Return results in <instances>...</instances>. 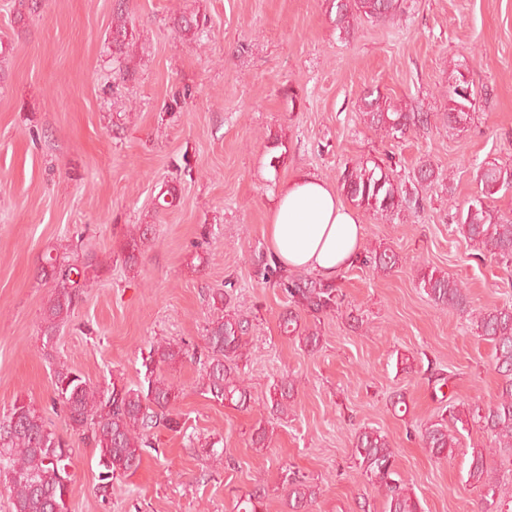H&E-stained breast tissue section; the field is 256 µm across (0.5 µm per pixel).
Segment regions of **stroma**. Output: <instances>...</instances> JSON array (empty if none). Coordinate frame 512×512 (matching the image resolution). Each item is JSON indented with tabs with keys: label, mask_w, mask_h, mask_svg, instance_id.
Returning a JSON list of instances; mask_svg holds the SVG:
<instances>
[{
	"label": "stroma",
	"mask_w": 512,
	"mask_h": 512,
	"mask_svg": "<svg viewBox=\"0 0 512 512\" xmlns=\"http://www.w3.org/2000/svg\"><path fill=\"white\" fill-rule=\"evenodd\" d=\"M329 0H0V417L30 401L73 454L69 512H236L261 488L266 512H288L287 474L317 486L311 512H384L352 456L361 427L386 434L423 512H478L467 479L472 431L452 457L432 458L421 430L443 412L428 387L448 373L447 398L493 401L500 380L492 347L467 317L434 306L418 285L427 266L461 280L474 308L512 304V272L458 229L460 204L483 199L512 219V187L482 198L479 168L512 165V0H400L394 19L337 30ZM122 10L132 39L112 45ZM196 18L181 34L179 17ZM476 103L466 126L440 118L453 70ZM376 89L431 125L390 139L368 128L361 99ZM376 161L419 207L381 217L358 210L364 245L392 248L381 273L354 261L335 283L341 304L321 316L310 353L280 323L288 301L264 284L252 259L267 251L266 224L281 188L301 173L337 183L345 165ZM431 164L442 180L416 189ZM148 224L135 265L126 233ZM93 252L108 272L85 289L53 343L42 312L53 285L38 276L45 255L75 261ZM224 290L250 323L238 363L249 408L212 399L200 366L164 376L181 391V432L159 430L140 467L96 492L98 454L52 401L66 363L96 387L143 382L151 346L203 352ZM295 381L287 415L266 396ZM404 395L406 412L391 401ZM269 448L250 445L258 422ZM222 451L207 460L203 446Z\"/></svg>",
	"instance_id": "35a3bbf8"
}]
</instances>
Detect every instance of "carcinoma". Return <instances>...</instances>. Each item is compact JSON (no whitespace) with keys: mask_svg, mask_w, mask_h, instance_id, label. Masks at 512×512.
Here are the masks:
<instances>
[{"mask_svg":"<svg viewBox=\"0 0 512 512\" xmlns=\"http://www.w3.org/2000/svg\"><path fill=\"white\" fill-rule=\"evenodd\" d=\"M329 8L335 12L336 28L347 34L354 21L362 17L372 22L391 19L399 0H330ZM127 36L126 19L119 13L112 22V42L119 47ZM469 88L466 74L455 70L448 83V111L442 113L443 122L450 126L469 122L474 100ZM362 114L369 128L392 139H401L430 124L429 113L411 112L379 91L364 97ZM437 179L434 168L427 163L414 173V181L422 188L432 186ZM477 179L484 195L492 196L500 188L512 186V167L489 164L478 170ZM339 187L354 206L381 216L394 213L409 201L403 186L377 163L370 167L359 162L346 167L339 177ZM459 210L463 236L512 267V223L497 221L479 199ZM147 235L148 228L134 227L125 263L136 262L135 251ZM398 261V255L387 247L365 252V262L376 271L389 272ZM45 262L48 266L40 268L41 277L54 284L43 311L42 335L48 344L69 321L80 299L82 284L71 275L90 283L105 265L95 255L86 256L78 266L63 264L49 254ZM257 273L288 298L283 332L298 339L304 349L316 350L321 343L320 330L303 322L302 314L317 320L335 311L339 298L336 284L307 276L289 277L276 261L264 256L257 260ZM418 284L435 306L471 317L479 336L491 343L494 369L501 377L496 399L484 408L464 401L448 403V415L424 427L423 447L435 459H446L459 447L461 432L476 428L490 436L497 448L512 451V305L476 311L460 282L442 271L420 270ZM212 306L220 315L206 328V354L198 356L170 342L153 345L143 362L144 382L139 385L119 386L114 382L97 388L64 363L55 369L53 402L61 405L72 429L99 454L103 471L97 490L105 492L112 478L135 472L143 450L152 447L151 436L157 430H182L181 416L175 408L180 390L161 374L162 367L172 368L188 358L198 361L204 393L238 408L249 407L250 391L237 375L238 361L245 354L249 321L224 309L222 292L212 294ZM294 394L295 384L289 379L272 384L267 399L271 412L286 413ZM352 448L362 474L384 499V512H422L419 500L406 489L397 453L386 435L370 428L360 430L353 437ZM71 451L68 440L49 430L31 403L20 399L14 402L10 413L0 420V482L10 494L12 512H68ZM492 453L491 448H472L468 480L482 488L480 512H512L507 508L512 505V494L488 464L487 456ZM265 497L263 490L256 489L238 501L236 508L238 512H264ZM316 498V486L296 474L288 477L291 512H308Z\"/></svg>","mask_w":512,"mask_h":512,"instance_id":"obj_1","label":"carcinoma"}]
</instances>
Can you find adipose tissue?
Masks as SVG:
<instances>
[{
    "instance_id": "adipose-tissue-1",
    "label": "adipose tissue",
    "mask_w": 512,
    "mask_h": 512,
    "mask_svg": "<svg viewBox=\"0 0 512 512\" xmlns=\"http://www.w3.org/2000/svg\"><path fill=\"white\" fill-rule=\"evenodd\" d=\"M266 235L279 265L330 280L360 249L363 227L332 184L300 174L281 190Z\"/></svg>"
}]
</instances>
